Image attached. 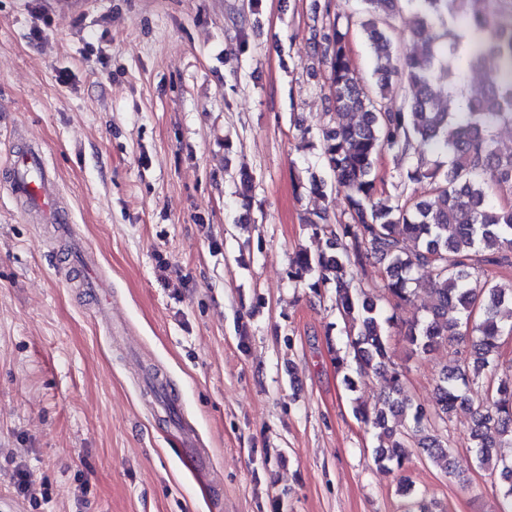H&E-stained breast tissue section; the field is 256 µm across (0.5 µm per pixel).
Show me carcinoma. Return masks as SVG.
Segmentation results:
<instances>
[{
	"instance_id": "cac0c4a2",
	"label": "carcinoma",
	"mask_w": 512,
	"mask_h": 512,
	"mask_svg": "<svg viewBox=\"0 0 512 512\" xmlns=\"http://www.w3.org/2000/svg\"><path fill=\"white\" fill-rule=\"evenodd\" d=\"M415 14L416 26L430 31L431 42L420 54H399L387 35L388 19L401 2ZM360 27L369 41L380 75L379 90L370 91L352 69L347 28L325 0V26L314 34V56L327 63L331 107L358 112L353 126L322 132L319 158L326 177L311 175L307 189L326 196L327 187L346 190L347 220L332 224L324 211L305 218L312 236L327 237L328 250L296 252L291 279L307 280L320 295L335 286V306L348 322L349 350L336 356V368L353 392L357 379L386 375L388 399L368 411L354 406V415L377 430L374 462L400 469L405 443L395 436L416 438L428 459L450 465L447 443L433 433L432 421H445L457 407L476 404L471 441L478 463L495 462L500 494L512 512V457L497 449L512 448V375L501 378L495 393L479 394L482 375L497 367L505 335L501 309L512 305V287L504 290L481 280L486 266L512 267V205L492 202L488 189L512 193V154L499 152L494 130L512 125V0H490L487 11L473 14L470 0H361ZM487 73L484 92L474 97L460 88L462 69ZM404 78L414 92L401 107L391 105L392 79ZM392 152L403 185L426 184L427 196L409 195L394 206L373 201L374 170L382 154ZM448 158V167L439 162ZM376 260L385 264L383 289L397 302L414 298L411 284L420 272L430 274V303L418 321L398 328L413 355H427L449 340L468 339L461 364L444 369L437 384V407L429 412L403 393L402 372L395 367L390 329L379 299L351 287L348 270Z\"/></svg>"
}]
</instances>
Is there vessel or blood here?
<instances>
[{
    "label": "vessel or blood",
    "instance_id": "vessel-or-blood-1",
    "mask_svg": "<svg viewBox=\"0 0 512 512\" xmlns=\"http://www.w3.org/2000/svg\"><path fill=\"white\" fill-rule=\"evenodd\" d=\"M41 169L38 156L21 157L16 163L11 190L14 195L26 198L48 222L70 228L69 214L60 205L54 185L41 177Z\"/></svg>",
    "mask_w": 512,
    "mask_h": 512
}]
</instances>
